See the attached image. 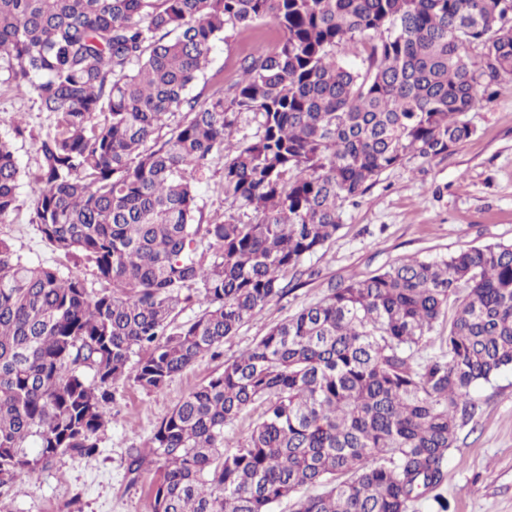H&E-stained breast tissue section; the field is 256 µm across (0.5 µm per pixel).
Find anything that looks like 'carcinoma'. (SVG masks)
Segmentation results:
<instances>
[{"label": "carcinoma", "mask_w": 512, "mask_h": 512, "mask_svg": "<svg viewBox=\"0 0 512 512\" xmlns=\"http://www.w3.org/2000/svg\"><path fill=\"white\" fill-rule=\"evenodd\" d=\"M512 0H0V84L52 117L38 140L34 217L77 275L25 264L0 239L1 488L63 454L92 457L131 381L150 391L224 344L333 241L343 202L408 157L474 134L464 119L512 77ZM279 31L240 60L239 81L188 94L226 26ZM364 42L365 68L336 57ZM485 49L477 72L465 46ZM185 113L171 136L168 115ZM261 132L237 141L238 117ZM224 160V200L248 222L202 223L195 183ZM21 175L0 139V220ZM206 243L214 260L197 259ZM198 290L200 316L175 323ZM462 294L442 337L428 335ZM512 368V243L409 258L330 286L190 392L131 448L158 464L153 512H410L438 489L471 388ZM260 410L231 453L224 427ZM37 453H31V449ZM457 305L458 302L455 301L454 297L448 300V311H446L444 316L441 317L439 324L431 333L427 348L421 353V356L427 357L438 355L442 351V348H445V345H443L441 341V333L446 335L448 331V320H450L454 315Z\"/></svg>", "instance_id": "1"}]
</instances>
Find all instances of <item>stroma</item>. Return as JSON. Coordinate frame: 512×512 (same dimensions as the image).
Masks as SVG:
<instances>
[{
	"mask_svg": "<svg viewBox=\"0 0 512 512\" xmlns=\"http://www.w3.org/2000/svg\"><path fill=\"white\" fill-rule=\"evenodd\" d=\"M270 26L226 29L194 92L210 95L240 77L239 59ZM474 135L452 154L433 160L408 158L385 170L356 201L344 203L334 242L307 256L304 274L272 301L261 315L225 339L208 355L174 376L158 391L131 383L113 389L111 418L98 453L90 458L65 454L45 470L15 480L8 499L12 512H151L148 488L155 464L144 465L138 480L127 473V451L148 443L160 419L198 385L222 373L270 327L303 307L322 300L332 283L362 278L408 256L433 258L468 247L512 242V79L499 80L491 97L467 115ZM24 135H16L15 125ZM51 118L30 96L0 85V138L18 159L22 176L13 211L0 223L7 241L23 262L79 275L88 289L103 284L92 267L53 251L33 224V178L40 156L37 141ZM222 160H214L198 185L199 205L207 222L241 217L220 191ZM474 416L458 426L444 464L442 494L449 512H512V370L474 386Z\"/></svg>",
	"mask_w": 512,
	"mask_h": 512,
	"instance_id": "obj_1",
	"label": "stroma"
}]
</instances>
